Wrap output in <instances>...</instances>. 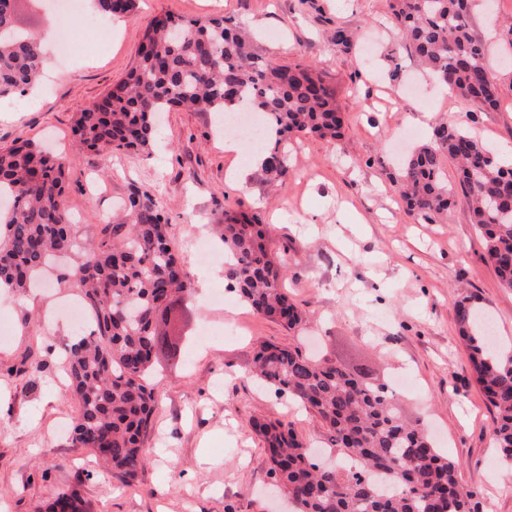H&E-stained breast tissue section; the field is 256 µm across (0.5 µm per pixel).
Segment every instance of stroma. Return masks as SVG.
Listing matches in <instances>:
<instances>
[{"label":"stroma","instance_id":"obj_1","mask_svg":"<svg viewBox=\"0 0 512 512\" xmlns=\"http://www.w3.org/2000/svg\"><path fill=\"white\" fill-rule=\"evenodd\" d=\"M230 18L258 54L281 65L301 63L336 94L344 117L336 142L302 135L288 143L290 173L266 181L236 167L211 112L174 110L161 119L152 155L75 152L73 121L133 66L145 27L156 16ZM512 0H474L473 27L491 61L506 56L499 25ZM371 35L374 55L336 54V26ZM86 46L75 63L47 51L50 89L35 110L0 117V148L30 141L69 157L66 208L83 238L125 221L131 186L154 195L168 219L174 252L192 272H208L177 304L189 336L183 356H163L159 405L145 440L152 453L133 486L100 467L94 452L72 444L78 405L64 385L67 345L76 331L63 311L72 289L53 275L37 287L0 297V512H33L63 488L77 490L88 512H288L273 489L254 417L293 425L314 447L324 445L313 413L249 376L258 341L295 343L294 333L253 314L226 289L223 263L194 256L195 241L219 240L224 210L241 207L269 224L273 255L288 265L289 297L312 317L311 350L348 371L391 383L406 368L418 386L399 392L401 409L420 419L438 450L457 466L475 512H512V465L491 439L492 414L475 382L454 315L458 295L472 293L512 341V288L502 287L484 259L468 212L423 224L408 216L390 172L400 133L415 143L432 131L424 115L463 124L493 147L512 144V68L501 66V105L493 112L450 93L424 73L392 25L386 0H136L133 17L112 22L101 44L87 25L71 29Z\"/></svg>","mask_w":512,"mask_h":512}]
</instances>
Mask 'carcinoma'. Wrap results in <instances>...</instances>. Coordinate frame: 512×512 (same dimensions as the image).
Here are the masks:
<instances>
[{
	"mask_svg": "<svg viewBox=\"0 0 512 512\" xmlns=\"http://www.w3.org/2000/svg\"><path fill=\"white\" fill-rule=\"evenodd\" d=\"M20 0H0V97L24 95L44 63L37 36L16 25ZM108 17L133 15L135 0H96ZM472 0H387L406 49L455 94L484 111L500 103V81L486 44L472 28ZM336 54H349L351 34L341 26L329 38ZM177 107L225 115L242 110L266 127L261 171L271 181L288 176V139L317 135L335 140L343 118L336 96L308 67L259 57L248 36L223 17L155 18L146 27L138 60L126 78L73 126L77 150L147 151L157 116ZM456 163V184L444 161ZM63 158L25 142L0 150V281L20 290L52 258L74 257L81 289L93 310L89 332L68 350L67 378L79 412L74 443L94 449L126 483L149 456L144 446L159 393L155 353L183 352L172 298L192 289L191 273L168 241V218L146 190L128 196L126 224H104L98 239L79 243L78 225L65 208ZM407 215L433 223L458 203L470 212L485 256L500 283L512 288V166L462 125L437 123L392 176ZM270 228L254 216L224 212V279L258 316L298 334L305 313L283 288L285 265L272 256ZM456 322L470 349L477 384L493 415L492 436L512 461V348L488 337L484 309L473 296L454 303ZM254 376L291 395L319 419L329 447L362 467L322 468L294 428L253 418L264 442L269 472L295 504V512H474L457 464L433 446L420 421L403 413L386 385L345 371L298 344L259 343ZM35 512H85L74 489L58 492Z\"/></svg>",
	"mask_w": 512,
	"mask_h": 512,
	"instance_id": "obj_1",
	"label": "carcinoma"
}]
</instances>
